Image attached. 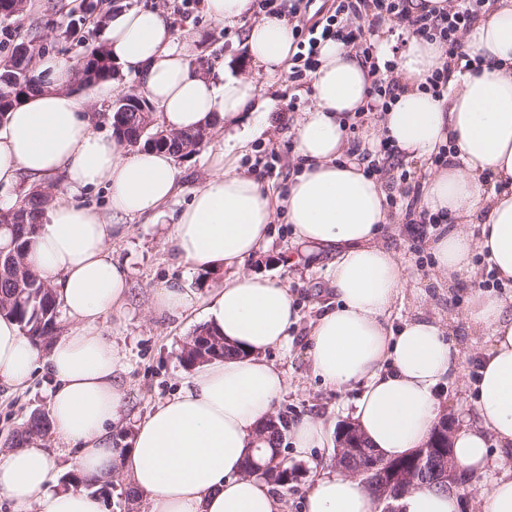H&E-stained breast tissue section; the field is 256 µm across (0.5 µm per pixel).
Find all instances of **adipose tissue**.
I'll use <instances>...</instances> for the list:
<instances>
[{
	"label": "adipose tissue",
	"mask_w": 512,
	"mask_h": 512,
	"mask_svg": "<svg viewBox=\"0 0 512 512\" xmlns=\"http://www.w3.org/2000/svg\"><path fill=\"white\" fill-rule=\"evenodd\" d=\"M203 6L213 21L229 27L250 18L245 45L267 78L287 69L296 46L286 16L252 20V0H204ZM466 41L481 57L482 70L454 79L440 99L424 88L446 59L439 41L412 36L396 55L390 41L379 43V59H395L400 81L379 134L409 160L427 161L443 146L454 148L447 165L424 184L420 206L455 218V227L439 228L431 240L430 276L445 287L470 282L466 325L491 339L470 389L476 420L452 436L456 462L479 473L500 469L497 450L512 449V302L479 287L473 263L474 255H482L500 281L512 283V0H495ZM106 46L158 105L166 129L180 132L220 120L231 130L212 152L190 201L172 215L168 241L192 268L228 269L205 316L240 355L199 366L137 423L130 447H113L112 425L127 405L116 377L121 356L98 323L126 303L129 280L112 249L127 237L130 219L162 216L179 191L178 171L164 151L124 154L98 130L88 102L70 91L71 64L43 60L39 68L48 73L50 87L17 106L0 126V184L62 178L28 260L74 325L44 351L14 319L0 316V382L21 389L35 370L53 376L52 427L78 449L85 484L58 487L52 457L34 438L0 454V497L12 502L14 512H103L88 484L126 474L145 496L148 512H285L270 485L243 472L248 450L268 447L260 424L289 385L264 354L286 342L297 318L294 298L279 282L242 269L268 243L279 207L298 243L333 255L328 269L335 306L318 317L311 333L314 375L334 390L362 385L353 418L382 457L423 447L444 411L440 383L460 376L455 322L422 313L399 327L387 325L412 275L384 243L389 216L383 184L347 157L343 128L345 118L368 101V64L343 42L323 43L311 75L314 104L295 127L294 150L303 169L276 205L234 164L243 120L270 108L251 78L227 74L220 65L197 73L189 52L175 47L172 18L159 7L140 6L111 19ZM99 186L109 192L105 211L78 200L85 189ZM500 471L480 500L481 512H512V469ZM400 505L402 512L464 507L456 493L431 486ZM303 512H376V503L360 479L321 469Z\"/></svg>",
	"instance_id": "1"
}]
</instances>
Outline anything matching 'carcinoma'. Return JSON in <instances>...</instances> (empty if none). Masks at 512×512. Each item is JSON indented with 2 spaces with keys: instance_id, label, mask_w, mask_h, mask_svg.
Listing matches in <instances>:
<instances>
[{
  "instance_id": "obj_1",
  "label": "carcinoma",
  "mask_w": 512,
  "mask_h": 512,
  "mask_svg": "<svg viewBox=\"0 0 512 512\" xmlns=\"http://www.w3.org/2000/svg\"><path fill=\"white\" fill-rule=\"evenodd\" d=\"M26 10V0H0V18L8 19ZM18 46L25 47L29 56L16 60V68L6 72L0 70V123L7 112L21 104L28 96L47 87L45 75L36 72L34 61L42 55L43 48L36 40L22 41ZM75 79L80 86L89 87L113 78L116 65L105 45L92 49L74 64ZM145 112H121L117 101L106 106L111 113L113 136L117 142L129 150L152 148L165 150L176 159L184 160L194 156L205 145L210 135L205 129H212L215 123H206L197 128L174 132L172 135L152 140L161 125L154 108L148 100H143ZM53 194L52 187H33L17 203L0 207V243L7 251L0 256V315L15 319L25 335L39 342L53 334L58 315L53 288L37 276L27 261V255L39 225V217ZM239 351L224 342V336L210 326H202L194 332L181 351V361L188 368L196 367L211 360L232 358ZM270 426L265 429L272 447L261 448L255 459L271 461L276 449L281 446L288 419L282 414H274L266 419ZM52 423L48 415L34 413L24 428L18 433L15 447H20L33 437H44L50 433ZM369 454L364 456L344 455L336 461V467L345 472H356L375 454L368 441H363ZM301 477V469L293 462L282 465V470L272 469L259 474V478L281 487H290Z\"/></svg>"
}]
</instances>
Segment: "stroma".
Segmentation results:
<instances>
[{"label":"stroma","mask_w":512,"mask_h":512,"mask_svg":"<svg viewBox=\"0 0 512 512\" xmlns=\"http://www.w3.org/2000/svg\"><path fill=\"white\" fill-rule=\"evenodd\" d=\"M177 4L178 0H98L96 18L82 22L74 11V0H27L23 16L0 20V60L9 57L20 41L34 38L45 46L47 56L75 61L104 43L105 28L98 24V17L141 5L172 9ZM173 25L176 47L190 46L194 57L204 58L206 67L222 64L230 71L253 76L263 95L272 101L270 114L258 120V129L237 165L267 187L271 197H283L301 164L293 152L294 122L287 104L292 97L297 100L298 110L311 104L309 80L293 82L284 74L277 81H267L247 60L240 30L212 21L203 7L191 9L185 18L174 16ZM168 232L165 224L133 221L129 235L112 252L113 258L128 270L129 300L122 310L106 314L99 328L122 356L119 378L126 390L128 413L112 433L113 441L121 448L129 447L136 423L157 403L172 397L192 376V369L184 367L180 360L182 347L203 325L209 295L224 284L223 271H188L169 245ZM430 241V236L412 233L403 221L387 234L388 246L410 261L413 274V286L396 307L395 317L403 319L420 311L459 316L464 311L466 285L441 290L430 279ZM327 261L322 254H304L279 211L267 247L248 259L244 268L279 280L296 300L298 320L287 341L266 354L289 379L288 388L275 405L276 412L286 415L292 424L307 415L322 416L334 428L351 420L360 390L355 387L339 393L325 389L311 372L310 332L322 313V305L330 299ZM169 281L180 282L191 294L190 309L182 313L151 310L152 294ZM455 339L462 357V380L443 386L441 397L446 410L460 424L475 419L466 384L475 379L479 352L488 340L470 335L462 324L457 327ZM52 383V377L43 371L36 372L22 392L0 382V454L8 451L12 437L32 413L48 412ZM334 455V449L317 448L310 457L300 460L302 475L296 487L282 492L287 512H302L303 499L318 468H334Z\"/></svg>","instance_id":"stroma-1"}]
</instances>
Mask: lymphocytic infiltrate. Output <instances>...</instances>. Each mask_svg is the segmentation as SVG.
<instances>
[{
  "instance_id": "f902f5d3",
  "label": "lymphocytic infiltrate",
  "mask_w": 512,
  "mask_h": 512,
  "mask_svg": "<svg viewBox=\"0 0 512 512\" xmlns=\"http://www.w3.org/2000/svg\"><path fill=\"white\" fill-rule=\"evenodd\" d=\"M485 0H447L445 7L414 13L410 0H338L334 14L319 18L312 24L294 27L297 51L291 58L293 79L306 78L315 69L323 42L336 37L346 40L364 61L375 78L365 109L369 112L387 111L396 98L397 79L380 77V70H393V61L378 63L375 43L366 37L367 30L392 24L401 33L439 40L445 47L448 61L436 68L427 85L435 95H442L452 78V65L463 62L469 73H477L480 58L464 52L465 36L478 18Z\"/></svg>"
}]
</instances>
